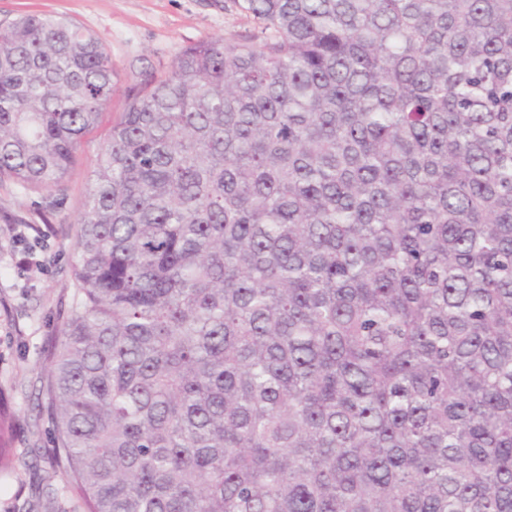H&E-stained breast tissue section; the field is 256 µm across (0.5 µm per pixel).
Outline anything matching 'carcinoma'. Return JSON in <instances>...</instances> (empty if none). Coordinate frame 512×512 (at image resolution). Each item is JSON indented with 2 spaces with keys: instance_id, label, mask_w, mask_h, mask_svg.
<instances>
[{
  "instance_id": "1",
  "label": "carcinoma",
  "mask_w": 512,
  "mask_h": 512,
  "mask_svg": "<svg viewBox=\"0 0 512 512\" xmlns=\"http://www.w3.org/2000/svg\"><path fill=\"white\" fill-rule=\"evenodd\" d=\"M131 89L46 370L83 512H512V0H243ZM97 34L0 27V180L61 188ZM0 412V472L14 467Z\"/></svg>"
}]
</instances>
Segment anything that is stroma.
Instances as JSON below:
<instances>
[{"instance_id":"obj_1","label":"stroma","mask_w":512,"mask_h":512,"mask_svg":"<svg viewBox=\"0 0 512 512\" xmlns=\"http://www.w3.org/2000/svg\"><path fill=\"white\" fill-rule=\"evenodd\" d=\"M67 18L98 34L112 56V98L97 128L69 171L60 193L36 194L12 180L0 181V392L15 415L11 443L19 461L0 474V512H82L76 492L49 501L56 487L49 450L53 425L38 405L50 353L70 313L69 288L76 262V217L95 155L113 120L123 112L130 87L167 72L189 46L215 38L251 39L256 23L242 0H0V27L22 15ZM22 224L44 231L36 266L14 257L25 244Z\"/></svg>"}]
</instances>
